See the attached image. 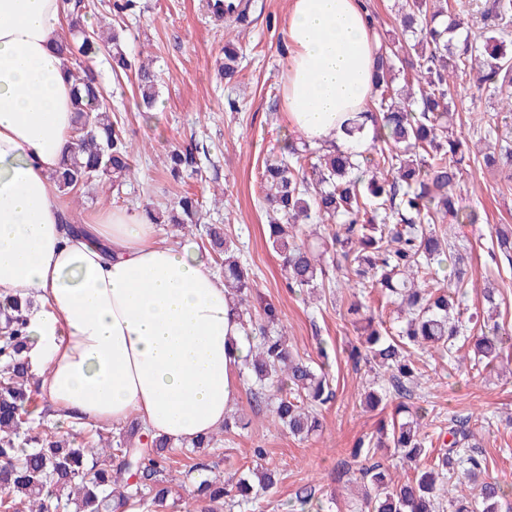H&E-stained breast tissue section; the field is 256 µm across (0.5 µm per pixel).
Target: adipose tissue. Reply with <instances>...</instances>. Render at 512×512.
<instances>
[{
  "label": "adipose tissue",
  "mask_w": 512,
  "mask_h": 512,
  "mask_svg": "<svg viewBox=\"0 0 512 512\" xmlns=\"http://www.w3.org/2000/svg\"><path fill=\"white\" fill-rule=\"evenodd\" d=\"M67 0H0V298L34 299L25 352L58 424L139 421L173 445L221 428L246 344L205 255L161 244L135 209L68 233L50 180L72 146L56 43ZM285 112L312 142L370 98L379 45L360 0H290Z\"/></svg>",
  "instance_id": "obj_1"
}]
</instances>
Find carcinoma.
<instances>
[{
  "label": "carcinoma",
  "instance_id": "cac0c4a2",
  "mask_svg": "<svg viewBox=\"0 0 512 512\" xmlns=\"http://www.w3.org/2000/svg\"><path fill=\"white\" fill-rule=\"evenodd\" d=\"M138 0H109L108 31L89 27L96 4L73 0L68 34L56 44L74 82V150L52 174L58 192L70 194L106 182L119 189L134 174L131 143L118 117L105 104L104 87L92 67L105 53L112 75L134 72V84L145 111L154 109L158 74L135 65L124 50V17ZM457 0H402L396 15L397 36L380 45L371 107L358 113L345 129L352 136L371 126L372 142L359 153L341 150L333 142H288L281 156L261 168V189L274 217L267 224V243L282 260L288 287L324 292L349 288L347 315L358 333L350 356L364 360L387 384L371 387L369 409L390 394L401 398L424 376L427 362L414 350H434L455 359L456 341L472 346L470 368L493 370L512 357V334L485 315L464 316L460 299L467 256L448 240L439 225L452 217L458 224H477L479 213L460 204L455 193L466 160L463 142L449 130L450 81L468 80L501 94L512 85V0H493L483 12L481 43L464 28ZM225 62L218 75L226 83L237 78V53L224 47ZM487 165L512 164V140L484 157ZM166 167L173 180L198 171L191 149L172 150ZM155 224H175L190 231L202 223L199 201L181 196L160 212L146 208ZM332 227L330 249L319 251L302 238V226ZM204 233L212 260L224 275L249 355L239 374L254 379L249 388L254 406L268 407L274 421L293 437L305 439L322 428L319 410L335 397L326 365L315 367L288 348L278 328L274 303L252 308L249 273L240 258L233 233L224 224H206ZM495 247L512 260V226L495 230ZM336 261L341 277L330 280L327 261ZM448 270L446 286L426 280ZM357 288H377L397 306L396 323L366 313ZM32 301H0V512H167L175 506V478L170 474L173 447L162 436L139 424L118 437L101 429L88 430L91 441L77 444L59 435L47 416L34 417V391L29 365L21 357L25 325ZM390 427L381 426L358 440L353 456L373 448H392L398 464L409 465L427 455L422 434V409L404 402ZM471 419L448 427V452L431 467H414L404 480L374 461L359 468L363 501L369 512H440L444 480L458 474L470 486V496L451 497L452 512H499L505 492L488 475L487 458L476 451ZM250 421L235 414L224 419L222 432L240 434ZM218 444L216 434L193 442L181 454L193 461L201 480L195 500L200 512H224V506L245 505L277 484L274 471L260 468L234 483L208 477L206 450Z\"/></svg>",
  "mask_w": 512,
  "mask_h": 512
}]
</instances>
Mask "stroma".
I'll return each instance as SVG.
<instances>
[{
	"mask_svg": "<svg viewBox=\"0 0 512 512\" xmlns=\"http://www.w3.org/2000/svg\"><path fill=\"white\" fill-rule=\"evenodd\" d=\"M288 3L250 0V21L241 26L211 18L205 0H139L137 12L125 20L126 51L152 60L161 76L155 110L141 112L133 77H113L105 57L94 62L110 108L127 127L137 179L118 192L99 186L58 200L73 221L89 224L106 211L148 203L163 207L189 195L202 203L206 223L230 225L255 289L278 308L293 352L316 362L320 350H327L336 396L322 409V432L300 440L275 426L268 411L251 413L248 394L239 392L232 409L250 414L251 425L243 434L225 436L208 462L214 474L227 478L258 465L278 472L271 493L232 512H360L361 487L349 473L361 462L351 450L391 421L396 402L365 408L364 390L373 374L347 359L356 337L346 315L349 296L337 292L320 300L288 286L281 258L266 244L267 217L257 182L265 159L280 154L290 133L284 112L287 56L280 50L287 41ZM228 42L242 51L239 77L231 84L217 78ZM452 101L454 131L462 140L473 138V123L483 115L512 135V112L500 111L497 97L464 82L453 89ZM186 147L196 149L202 173L169 181L165 154ZM457 191L483 218L479 224L447 227L449 239L470 256L463 303L482 309L484 287L499 289L504 297L499 320L512 331V263L491 252L495 228L512 225V167H464ZM406 401L426 411L432 437L449 420L479 418L478 440L489 474L512 495V374L436 360L411 386ZM258 448L264 457L255 456Z\"/></svg>",
	"mask_w": 512,
	"mask_h": 512,
	"instance_id": "obj_1",
	"label": "stroma"
}]
</instances>
